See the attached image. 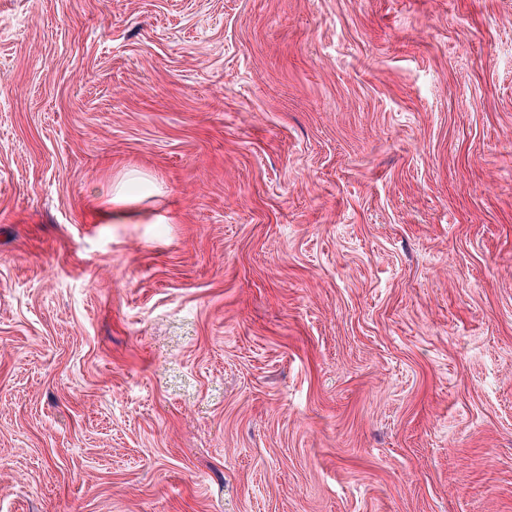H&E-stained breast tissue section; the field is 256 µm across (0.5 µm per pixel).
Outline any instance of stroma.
<instances>
[{
  "mask_svg": "<svg viewBox=\"0 0 512 512\" xmlns=\"http://www.w3.org/2000/svg\"><path fill=\"white\" fill-rule=\"evenodd\" d=\"M1 15L0 512H512V0Z\"/></svg>",
  "mask_w": 512,
  "mask_h": 512,
  "instance_id": "35a3bbf8",
  "label": "stroma"
}]
</instances>
